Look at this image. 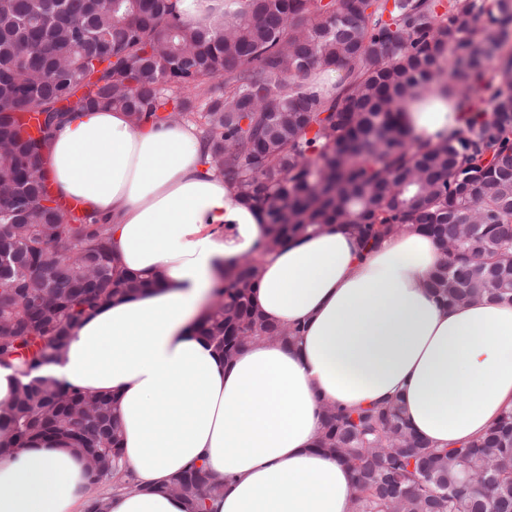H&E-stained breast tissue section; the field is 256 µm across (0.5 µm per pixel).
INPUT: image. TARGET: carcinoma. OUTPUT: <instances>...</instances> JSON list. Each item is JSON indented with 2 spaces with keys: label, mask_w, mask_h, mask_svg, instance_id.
Returning <instances> with one entry per match:
<instances>
[{
  "label": "carcinoma",
  "mask_w": 512,
  "mask_h": 512,
  "mask_svg": "<svg viewBox=\"0 0 512 512\" xmlns=\"http://www.w3.org/2000/svg\"><path fill=\"white\" fill-rule=\"evenodd\" d=\"M512 0H224L209 24L179 0H0V366L23 375L58 361L73 331L145 286L113 265L110 226L51 195L43 149L74 114L121 109L138 124L199 128L202 163L267 224L272 250L347 224L361 240L409 224L456 243L429 288L448 305L512 304ZM343 71L330 82L326 74ZM443 91L464 128L426 141L398 125L406 105ZM256 264L224 271L223 305L195 324L224 358L253 340L294 341L253 302ZM53 378L21 382L0 405V455L63 432L95 448L86 512L133 487L112 398ZM317 447L354 472L351 512H512V412L485 435L432 448L399 405L329 406ZM188 512L223 497L204 466L172 478Z\"/></svg>",
  "instance_id": "cac0c4a2"
}]
</instances>
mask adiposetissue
<instances>
[{"mask_svg": "<svg viewBox=\"0 0 512 512\" xmlns=\"http://www.w3.org/2000/svg\"><path fill=\"white\" fill-rule=\"evenodd\" d=\"M465 120L412 105L400 116L422 139ZM202 150L193 125L109 108L78 113L44 147L52 192L109 224L118 267L148 282L87 319L48 368L117 402L139 489L110 494L109 512H186L168 484L193 463L225 481L214 512H350L352 470L315 446L325 405L399 397L440 448L512 409V306L437 302L425 283L445 256L431 236L410 228L366 247L327 224L262 251L265 224L205 170ZM244 256L258 261L264 318L304 331L228 361L194 325L217 274ZM89 488L64 438L0 456V512H85Z\"/></svg>", "mask_w": 512, "mask_h": 512, "instance_id": "adipose-tissue-1", "label": "adipose tissue"}]
</instances>
